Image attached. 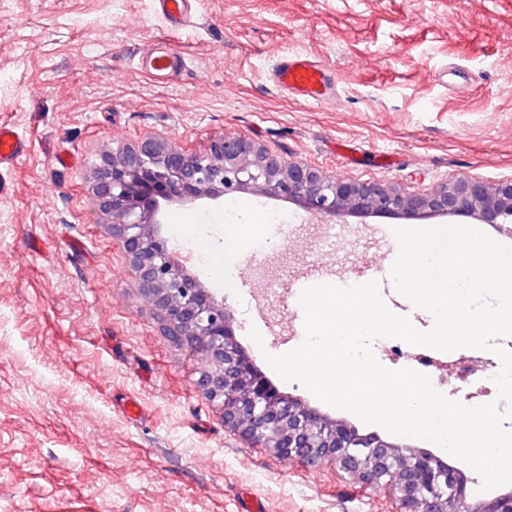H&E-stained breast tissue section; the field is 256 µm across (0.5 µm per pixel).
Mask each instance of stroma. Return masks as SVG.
<instances>
[{
  "label": "stroma",
  "instance_id": "obj_1",
  "mask_svg": "<svg viewBox=\"0 0 512 512\" xmlns=\"http://www.w3.org/2000/svg\"><path fill=\"white\" fill-rule=\"evenodd\" d=\"M159 41L183 60L165 79L141 69ZM290 52L327 67L333 99L276 89L270 72ZM0 121L28 140L0 171V512H244L255 499L264 512H396L386 490L225 428L196 389L201 361L161 335L89 175L121 143L160 134L203 151L227 133L331 177L406 190L512 175V0H194L181 31L155 0H0ZM243 199L295 218L288 233L265 223L239 243L236 273L261 290L263 322L225 279L212 206L165 205L162 237L225 297L265 377L369 433L276 377L264 355L296 346L284 335L304 321L298 282L320 272L357 285L368 261L387 306L429 329L391 288L396 240L375 233L404 219L324 224L289 202Z\"/></svg>",
  "mask_w": 512,
  "mask_h": 512
}]
</instances>
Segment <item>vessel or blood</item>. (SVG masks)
<instances>
[{"label": "vessel or blood", "mask_w": 512, "mask_h": 512, "mask_svg": "<svg viewBox=\"0 0 512 512\" xmlns=\"http://www.w3.org/2000/svg\"><path fill=\"white\" fill-rule=\"evenodd\" d=\"M156 2L160 12L172 25H187L191 18V0ZM143 66L158 77L175 72L178 62L172 54L155 49L146 56ZM271 80L279 91L306 103H318L330 95L331 80L327 69L316 59L302 53L284 55L273 69ZM26 152V140L13 126L0 123V170L14 167Z\"/></svg>", "instance_id": "obj_1"}]
</instances>
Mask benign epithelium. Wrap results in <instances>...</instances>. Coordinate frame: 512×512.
<instances>
[{
	"mask_svg": "<svg viewBox=\"0 0 512 512\" xmlns=\"http://www.w3.org/2000/svg\"><path fill=\"white\" fill-rule=\"evenodd\" d=\"M93 200L110 219L112 239L129 259L160 332L208 366L197 388L223 413L224 427L248 445L304 466L335 465L365 488L390 489L403 512H512V489L480 498L457 466L409 444L387 441L309 407L272 386L238 344L233 310L174 260L161 239V203H194L250 192L294 201L328 221L341 213L417 219L470 218L512 235V176L479 177L407 191L378 181L331 179L240 134L205 151L166 137H146L98 155Z\"/></svg>",
	"mask_w": 512,
	"mask_h": 512,
	"instance_id": "obj_1",
	"label": "benign epithelium"
}]
</instances>
